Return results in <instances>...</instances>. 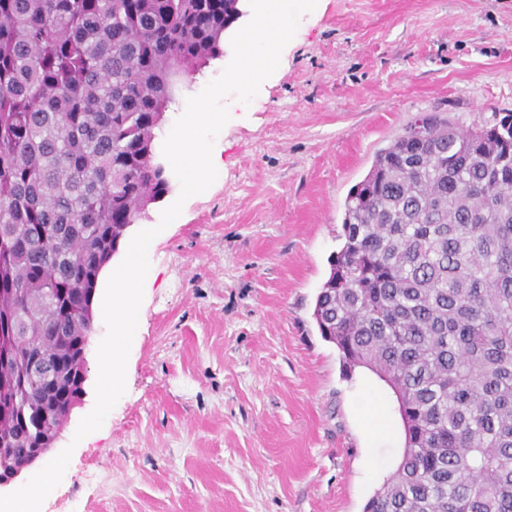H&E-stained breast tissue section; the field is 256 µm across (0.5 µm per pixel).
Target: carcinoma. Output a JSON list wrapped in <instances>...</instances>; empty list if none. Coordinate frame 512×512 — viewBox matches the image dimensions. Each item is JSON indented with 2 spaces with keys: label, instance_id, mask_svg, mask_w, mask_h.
<instances>
[{
  "label": "carcinoma",
  "instance_id": "cac0c4a2",
  "mask_svg": "<svg viewBox=\"0 0 512 512\" xmlns=\"http://www.w3.org/2000/svg\"><path fill=\"white\" fill-rule=\"evenodd\" d=\"M238 20L236 0H0L5 458L44 447L83 394L99 274L169 191L156 129ZM342 237L314 317L345 369L393 390L405 431L364 512H512V114L407 128L348 192Z\"/></svg>",
  "mask_w": 512,
  "mask_h": 512
}]
</instances>
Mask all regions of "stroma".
<instances>
[{
	"mask_svg": "<svg viewBox=\"0 0 512 512\" xmlns=\"http://www.w3.org/2000/svg\"><path fill=\"white\" fill-rule=\"evenodd\" d=\"M232 49L183 82L160 130ZM223 164L183 221L158 228L126 369L102 427L94 315L84 391L53 450L72 448L41 512H363L404 433L393 391L342 370L313 312L343 239L344 202L375 154L425 115L463 130L512 112V0H318L251 104L228 96ZM378 408L385 435L362 436Z\"/></svg>",
	"mask_w": 512,
	"mask_h": 512,
	"instance_id": "35a3bbf8",
	"label": "stroma"
}]
</instances>
